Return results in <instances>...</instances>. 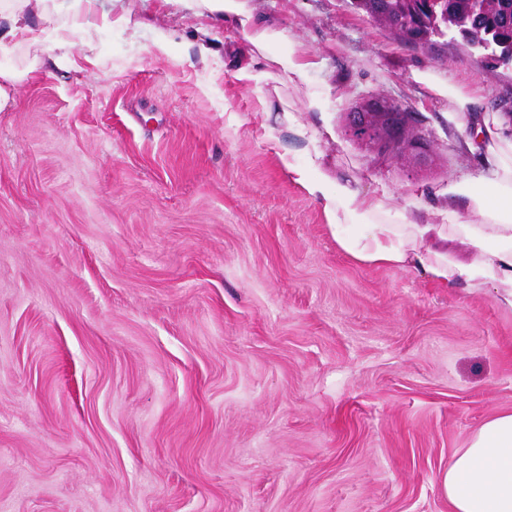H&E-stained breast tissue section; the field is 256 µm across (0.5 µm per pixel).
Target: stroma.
I'll return each instance as SVG.
<instances>
[{"label": "stroma", "mask_w": 512, "mask_h": 512, "mask_svg": "<svg viewBox=\"0 0 512 512\" xmlns=\"http://www.w3.org/2000/svg\"><path fill=\"white\" fill-rule=\"evenodd\" d=\"M247 4L312 62L308 87L260 57L238 79L220 20L204 69L198 20L157 0H117L139 36L90 31L75 63L48 41L0 57L43 62L0 112V512H450L453 455L512 413V312L357 264L281 160L304 162L306 125L323 174L447 223L449 185L485 160L419 75L493 121L512 64L453 33L403 43L351 0ZM376 96L423 156L349 137Z\"/></svg>", "instance_id": "obj_1"}]
</instances>
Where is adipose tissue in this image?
Wrapping results in <instances>:
<instances>
[{"label":"adipose tissue","instance_id":"adipose-tissue-1","mask_svg":"<svg viewBox=\"0 0 512 512\" xmlns=\"http://www.w3.org/2000/svg\"><path fill=\"white\" fill-rule=\"evenodd\" d=\"M97 0H75L69 27L55 37V47L71 56L74 38L94 21L139 33L140 23L128 14L97 13ZM164 5L195 17L223 19L250 46L252 54L271 62L282 83L298 88L309 81L311 64L295 48L286 47L284 31L256 19L247 0H162ZM49 13L55 0H7L5 26L0 27V55L20 44L36 45L43 31L26 20L30 5ZM487 173L450 185V196L465 200L464 211L449 210L448 221L434 224L424 214L407 216L385 209L376 198L362 195L347 180L320 176L323 154L306 127L307 162L284 164L295 182L322 206L337 247L365 266L416 267L442 288L473 292L493 289L495 299L512 311V132L501 124L479 125ZM461 241L469 250L460 257L442 248V241ZM451 512H512V413L485 421L459 449L444 479Z\"/></svg>","mask_w":512,"mask_h":512}]
</instances>
